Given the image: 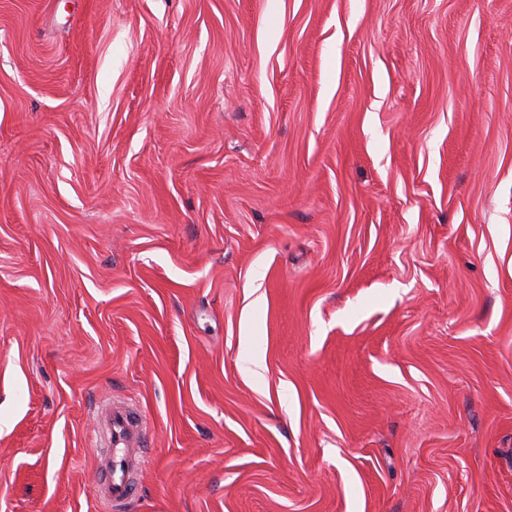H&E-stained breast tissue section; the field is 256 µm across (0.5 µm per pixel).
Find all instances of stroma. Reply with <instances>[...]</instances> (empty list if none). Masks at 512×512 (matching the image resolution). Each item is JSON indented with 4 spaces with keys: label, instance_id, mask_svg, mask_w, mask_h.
Instances as JSON below:
<instances>
[{
    "label": "stroma",
    "instance_id": "stroma-1",
    "mask_svg": "<svg viewBox=\"0 0 512 512\" xmlns=\"http://www.w3.org/2000/svg\"><path fill=\"white\" fill-rule=\"evenodd\" d=\"M110 396L123 512H512V0H0V512ZM97 429L93 433L103 462L98 497L106 511L117 510L137 497V482L131 466L144 453L147 421L141 410L111 400L96 407Z\"/></svg>",
    "mask_w": 512,
    "mask_h": 512
}]
</instances>
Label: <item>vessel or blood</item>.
I'll use <instances>...</instances> for the list:
<instances>
[{
  "instance_id": "obj_1",
  "label": "vessel or blood",
  "mask_w": 512,
  "mask_h": 512,
  "mask_svg": "<svg viewBox=\"0 0 512 512\" xmlns=\"http://www.w3.org/2000/svg\"><path fill=\"white\" fill-rule=\"evenodd\" d=\"M96 419L94 437L103 462L98 497L106 512H115L138 494L131 466L145 446L147 421L138 408L115 400L99 404Z\"/></svg>"
}]
</instances>
